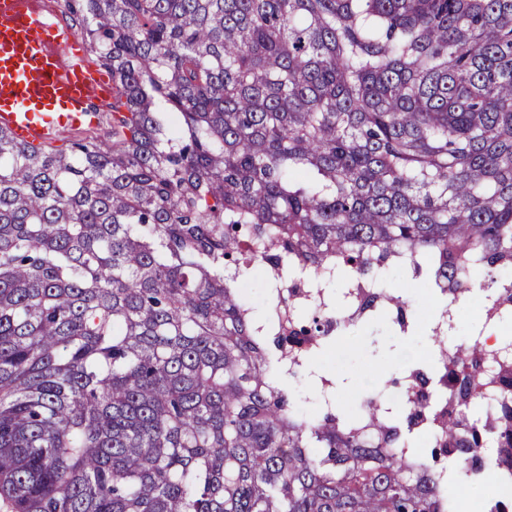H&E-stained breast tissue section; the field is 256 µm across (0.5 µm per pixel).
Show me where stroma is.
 I'll return each instance as SVG.
<instances>
[{"label": "stroma", "instance_id": "1", "mask_svg": "<svg viewBox=\"0 0 512 512\" xmlns=\"http://www.w3.org/2000/svg\"><path fill=\"white\" fill-rule=\"evenodd\" d=\"M395 285L408 296L413 307L414 335H401L397 326L386 319L354 325L338 332L335 342L313 360L317 370L337 382L338 405L345 412L355 411L360 396L366 390L375 389L377 380L371 374L373 366L387 364L396 377L408 361L427 364L433 361L427 333L436 303L419 281L399 276Z\"/></svg>", "mask_w": 512, "mask_h": 512}]
</instances>
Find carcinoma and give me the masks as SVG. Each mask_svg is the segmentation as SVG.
<instances>
[{
    "mask_svg": "<svg viewBox=\"0 0 512 512\" xmlns=\"http://www.w3.org/2000/svg\"><path fill=\"white\" fill-rule=\"evenodd\" d=\"M112 69L109 140L0 130V499L10 512H512L465 505L496 437L478 336L400 405L301 411L344 325L512 279V0H65ZM297 267L358 311L290 312ZM255 269L268 316L239 284ZM430 432L416 462L412 432Z\"/></svg>",
    "mask_w": 512,
    "mask_h": 512,
    "instance_id": "cac0c4a2",
    "label": "carcinoma"
}]
</instances>
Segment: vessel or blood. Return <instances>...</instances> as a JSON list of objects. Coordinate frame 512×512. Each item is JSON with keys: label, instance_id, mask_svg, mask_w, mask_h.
Returning a JSON list of instances; mask_svg holds the SVG:
<instances>
[{"label": "vessel or blood", "instance_id": "obj_1", "mask_svg": "<svg viewBox=\"0 0 512 512\" xmlns=\"http://www.w3.org/2000/svg\"><path fill=\"white\" fill-rule=\"evenodd\" d=\"M121 101L59 0H0V129L49 147L60 134L100 127Z\"/></svg>", "mask_w": 512, "mask_h": 512}]
</instances>
